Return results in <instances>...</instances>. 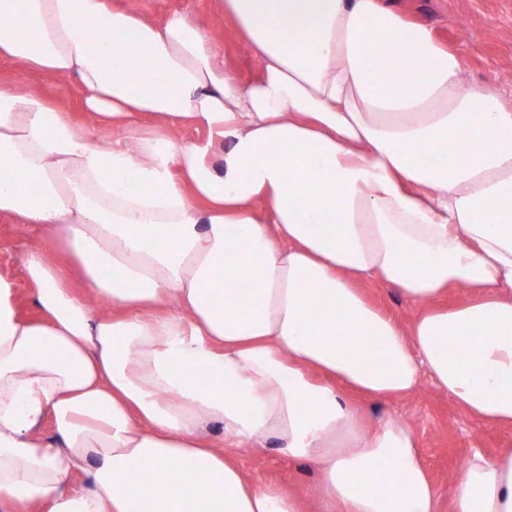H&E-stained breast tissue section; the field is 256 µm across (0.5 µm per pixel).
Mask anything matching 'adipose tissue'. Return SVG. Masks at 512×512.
Returning <instances> with one entry per match:
<instances>
[{
	"instance_id": "adipose-tissue-1",
	"label": "adipose tissue",
	"mask_w": 512,
	"mask_h": 512,
	"mask_svg": "<svg viewBox=\"0 0 512 512\" xmlns=\"http://www.w3.org/2000/svg\"><path fill=\"white\" fill-rule=\"evenodd\" d=\"M214 12L0 0L19 74L0 82V216L62 247L22 257L36 317L0 273V512H443L416 427L353 400L427 378L512 425V96L465 84L453 48L380 0ZM29 73L156 131L91 140ZM452 288L471 300L440 306ZM274 449L316 469L306 497L236 460ZM453 481L452 512H512V448L471 449ZM224 60L236 69L244 79L249 78L255 71V62L252 55L234 45L225 46ZM362 293L375 305L396 315L401 321H408L412 309L407 300L402 298L395 288L376 280H365L358 284Z\"/></svg>"
}]
</instances>
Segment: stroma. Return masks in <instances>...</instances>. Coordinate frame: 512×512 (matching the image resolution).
Here are the masks:
<instances>
[{"label": "stroma", "mask_w": 512, "mask_h": 512, "mask_svg": "<svg viewBox=\"0 0 512 512\" xmlns=\"http://www.w3.org/2000/svg\"><path fill=\"white\" fill-rule=\"evenodd\" d=\"M393 2L455 48L465 63L466 83L484 84L506 93L512 91V0ZM28 80L46 95L56 98L62 108L91 132L110 135L124 145L152 132L147 121L130 128L105 126L91 113L81 110L78 95L59 96L57 82L51 76L32 74ZM41 237L39 225L14 224L0 218V271L20 276L24 250ZM378 410L397 413L414 422L429 473L447 500L453 495L449 477L462 467L470 447L492 455L498 449L512 446V426H485L462 417L447 393L427 381L412 397L380 404ZM239 461L246 473L300 492L317 480L315 471L306 462L276 451L263 457L244 452Z\"/></svg>", "instance_id": "35a3bbf8"}]
</instances>
